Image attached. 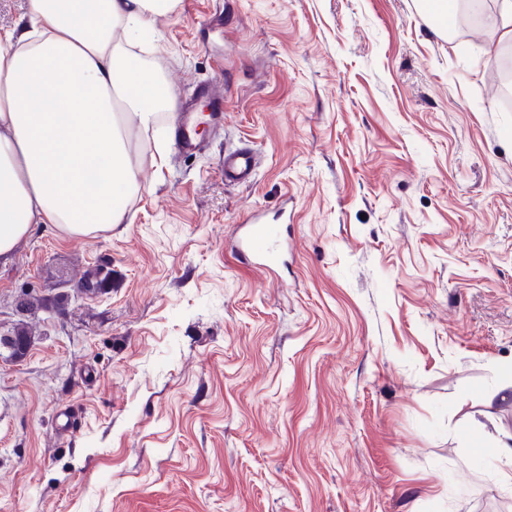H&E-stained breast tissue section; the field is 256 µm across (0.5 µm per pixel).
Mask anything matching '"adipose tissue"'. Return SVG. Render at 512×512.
I'll return each instance as SVG.
<instances>
[{
    "mask_svg": "<svg viewBox=\"0 0 512 512\" xmlns=\"http://www.w3.org/2000/svg\"><path fill=\"white\" fill-rule=\"evenodd\" d=\"M179 2L27 0L29 27L0 32V260L35 224L86 236L127 223L129 131L174 104L133 50Z\"/></svg>",
    "mask_w": 512,
    "mask_h": 512,
    "instance_id": "adipose-tissue-1",
    "label": "adipose tissue"
}]
</instances>
